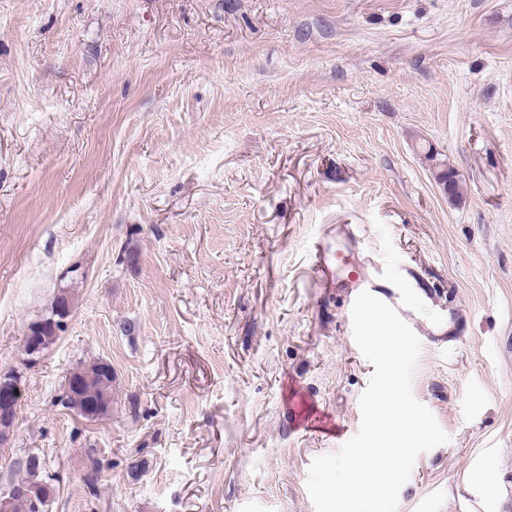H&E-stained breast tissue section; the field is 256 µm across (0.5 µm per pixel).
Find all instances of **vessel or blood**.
<instances>
[{
  "mask_svg": "<svg viewBox=\"0 0 512 512\" xmlns=\"http://www.w3.org/2000/svg\"><path fill=\"white\" fill-rule=\"evenodd\" d=\"M360 244L358 234L349 225L340 224L336 227L335 243L323 241L316 245V273L324 292L340 290L353 299L360 292L369 291L396 308L416 335L436 344L464 337L466 319L457 309H446L440 318L428 324L417 318L412 302L423 296L437 300L439 292L433 284L386 261L368 268L362 266L357 261Z\"/></svg>",
  "mask_w": 512,
  "mask_h": 512,
  "instance_id": "vessel-or-blood-1",
  "label": "vessel or blood"
}]
</instances>
